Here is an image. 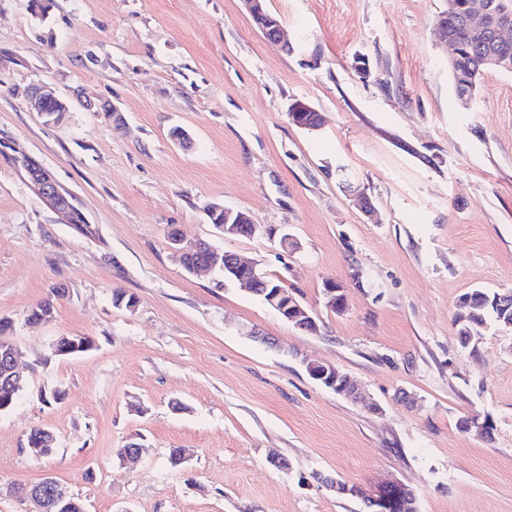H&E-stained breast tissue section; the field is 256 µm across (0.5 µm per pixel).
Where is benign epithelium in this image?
Segmentation results:
<instances>
[{"label":"benign epithelium","instance_id":"obj_1","mask_svg":"<svg viewBox=\"0 0 512 512\" xmlns=\"http://www.w3.org/2000/svg\"><path fill=\"white\" fill-rule=\"evenodd\" d=\"M243 4L257 24L276 43H282V24L280 20L268 13L265 0H243ZM445 18L456 23L463 22L474 42L483 41L487 35L492 34L501 45L502 50L487 55L482 61V68L512 70V52L508 46L512 44V4L507 0H499L495 4L487 0H463L456 3L448 0V13ZM24 96L30 109L39 112L43 122L47 125H58L64 121L68 112L72 111L71 103L59 96L48 84L32 85L24 90ZM45 102L54 104L53 113L41 109ZM314 111L308 103L298 100L294 102L288 113L290 121L302 128L309 127L306 120L308 113ZM17 167L24 173L30 187L61 217L66 224L74 223L73 212L78 204L67 188L59 185L51 173L36 159L27 155L16 156ZM210 215L214 216L224 212V223L217 225L220 233L235 236L241 230L256 231V225L247 213L240 210L223 208L216 202H207ZM174 257L183 262L186 255L200 252L203 245L199 241L187 242L179 234L171 237ZM205 260L194 266V272H214L217 265L224 268V276L235 279L249 287L250 291L265 296L264 303L276 312L281 318L295 326L314 321L311 312L304 308L294 297L288 295L281 287L271 288V283L263 280L264 271L256 262L248 261L235 253L221 254L213 249L204 254ZM324 298L326 307L341 312L345 308L344 285L328 279L324 282ZM0 358L7 368L9 379L14 384H20L22 375L19 369L20 352L17 344L10 334L0 337ZM309 374L326 384L354 402L360 401L359 389L354 381H349V389L343 390L336 380V368L331 365H322L311 362L308 364ZM405 489L400 483H386L374 490L369 497L374 506L373 512H393L397 507L398 494ZM26 498L30 508L26 512H52L56 508H72L76 512H86L82 501L74 496L66 486L51 476H46L38 484L29 486Z\"/></svg>","mask_w":512,"mask_h":512}]
</instances>
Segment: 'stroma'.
Returning a JSON list of instances; mask_svg holds the SVG:
<instances>
[{
	"label": "stroma",
	"instance_id": "obj_1",
	"mask_svg": "<svg viewBox=\"0 0 512 512\" xmlns=\"http://www.w3.org/2000/svg\"><path fill=\"white\" fill-rule=\"evenodd\" d=\"M45 3L40 19L32 0H0V50L17 58L0 137L79 198L94 232L61 223L0 153V318L27 377L0 416V512H25L13 484L46 476L88 512H367L326 476L400 482L418 512H512V331L464 346L453 325L463 294L512 291V71H485L460 105L434 34L445 0H266L283 47L241 0ZM38 82L73 99L63 123L28 108ZM298 100L318 129L289 120ZM208 201L248 212L256 233L219 234ZM173 230L259 262L318 332L187 274ZM328 279L344 312L323 303ZM55 288L52 320L28 324ZM62 336L94 346L57 358ZM310 361L348 374L363 402ZM472 416L490 436L459 430ZM35 427L57 437L39 459ZM130 442L146 448L132 467L116 454ZM174 448L189 461L171 466ZM337 368L331 365H322L319 363L311 362L308 364V372L309 374L314 377L316 380H323L329 388H333V390L336 391V394L342 395L354 402L360 401V395H359V389L357 387V384L348 376L349 380V389L348 390H342L339 385H343V383L347 380L345 378L346 373L340 372L341 376L338 380V384H336V380L338 377ZM331 373L332 377L327 380L328 374Z\"/></svg>",
	"mask_w": 512,
	"mask_h": 512
}]
</instances>
